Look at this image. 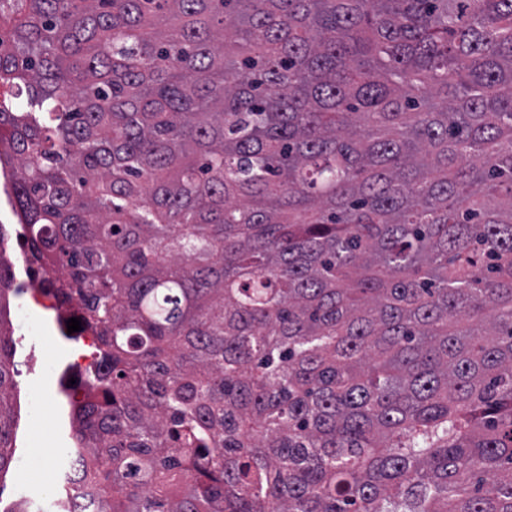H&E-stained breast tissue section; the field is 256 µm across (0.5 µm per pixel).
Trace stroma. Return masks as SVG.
<instances>
[{
    "instance_id": "1",
    "label": "stroma",
    "mask_w": 512,
    "mask_h": 512,
    "mask_svg": "<svg viewBox=\"0 0 512 512\" xmlns=\"http://www.w3.org/2000/svg\"><path fill=\"white\" fill-rule=\"evenodd\" d=\"M0 225L7 238L0 245V256L22 274L20 252L26 243L27 231L18 220L7 192L0 190ZM44 335L25 334L24 320L20 314L19 297L10 299L9 319L17 336L15 363L16 378L15 450L9 470L0 474V507L7 512H17L22 504L32 500L49 502V482L35 481L31 476V463L36 454H45L48 464L65 457L73 433V408L61 388L71 377L74 360L83 347L82 340L62 335L53 311L41 313ZM46 392L50 407L44 415L40 432H33L30 398L34 389Z\"/></svg>"
}]
</instances>
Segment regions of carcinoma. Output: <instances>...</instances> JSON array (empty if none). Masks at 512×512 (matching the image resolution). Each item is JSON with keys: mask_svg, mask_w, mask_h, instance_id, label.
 Instances as JSON below:
<instances>
[{"mask_svg": "<svg viewBox=\"0 0 512 512\" xmlns=\"http://www.w3.org/2000/svg\"><path fill=\"white\" fill-rule=\"evenodd\" d=\"M14 160L103 512H512V0H0Z\"/></svg>", "mask_w": 512, "mask_h": 512, "instance_id": "1", "label": "carcinoma"}]
</instances>
